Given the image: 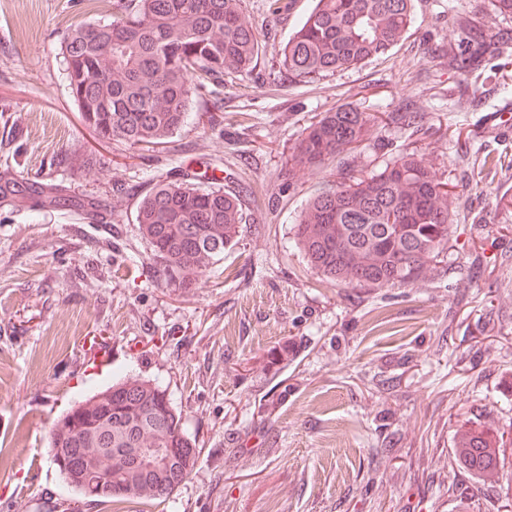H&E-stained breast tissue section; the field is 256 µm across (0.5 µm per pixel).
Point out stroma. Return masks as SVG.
Here are the masks:
<instances>
[{"label":"stroma","mask_w":512,"mask_h":512,"mask_svg":"<svg viewBox=\"0 0 512 512\" xmlns=\"http://www.w3.org/2000/svg\"><path fill=\"white\" fill-rule=\"evenodd\" d=\"M113 0H0V512H71L48 456L72 405L130 374L158 382L198 462L170 499L81 512H512V93L484 69L462 106L442 51L461 20L512 40L489 0H414L409 37L317 83L272 80L309 0L272 15L244 0L257 67L195 101L165 150L98 139L70 96L62 42L107 22ZM351 104L417 112L421 132L377 124L350 165L369 174L417 151L457 200L446 262L407 288L325 280L297 247L296 218L335 164L289 171L304 127ZM226 180L246 222L224 257L185 286L157 281L136 206L154 172ZM62 184L107 223L42 207L31 183ZM106 340L108 359L86 354ZM503 435L498 481L454 461L469 425Z\"/></svg>","instance_id":"stroma-1"}]
</instances>
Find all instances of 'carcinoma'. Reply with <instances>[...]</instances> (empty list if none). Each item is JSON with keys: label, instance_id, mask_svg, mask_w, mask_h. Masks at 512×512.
Instances as JSON below:
<instances>
[{"label": "carcinoma", "instance_id": "obj_1", "mask_svg": "<svg viewBox=\"0 0 512 512\" xmlns=\"http://www.w3.org/2000/svg\"><path fill=\"white\" fill-rule=\"evenodd\" d=\"M271 74L314 83L359 67L406 40L414 0H312ZM483 44L472 35L448 50V67L460 73L480 66ZM260 45L243 0H116L112 21L70 30L63 58L81 119L103 125L102 140L153 149L184 125L193 98L250 71ZM415 123L416 116L378 115L340 106L303 129L292 167L342 161L379 122ZM454 193L414 151L399 154L376 173L345 175L326 183L295 224L296 244L325 278L359 288L416 283L448 250ZM43 203L64 207L57 186L38 191ZM396 215L380 221L383 211ZM141 237L160 265L157 277L183 286L224 256L245 223L240 192L171 181L161 171L138 202ZM165 391L149 380L125 377L71 408L50 431L49 456L61 454L87 471L134 484L130 496L167 499L187 478L199 454L186 455L188 471L126 474L133 448H194L181 414L164 406ZM470 449L465 468L496 475L503 465L489 428L461 434Z\"/></svg>", "mask_w": 512, "mask_h": 512}]
</instances>
